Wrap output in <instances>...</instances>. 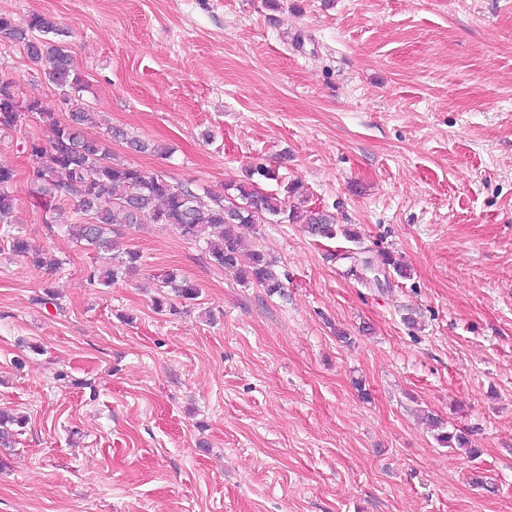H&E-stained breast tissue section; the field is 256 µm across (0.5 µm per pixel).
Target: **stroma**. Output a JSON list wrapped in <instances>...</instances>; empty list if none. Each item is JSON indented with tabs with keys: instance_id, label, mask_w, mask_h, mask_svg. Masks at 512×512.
Instances as JSON below:
<instances>
[{
	"instance_id": "obj_1",
	"label": "stroma",
	"mask_w": 512,
	"mask_h": 512,
	"mask_svg": "<svg viewBox=\"0 0 512 512\" xmlns=\"http://www.w3.org/2000/svg\"><path fill=\"white\" fill-rule=\"evenodd\" d=\"M32 12L69 30L114 161L220 196L295 182L361 239L242 229L282 298L141 224L118 238L137 271L104 288L108 259L27 180L42 120L0 136L17 228L61 262L0 241V408L27 418L0 512H512V0H0ZM0 78L67 120L22 44L0 38ZM346 251L407 275L365 285ZM168 270L199 295L160 312Z\"/></svg>"
}]
</instances>
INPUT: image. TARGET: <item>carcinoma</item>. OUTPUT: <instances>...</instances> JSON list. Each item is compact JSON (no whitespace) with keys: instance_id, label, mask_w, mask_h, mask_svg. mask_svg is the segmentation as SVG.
Here are the masks:
<instances>
[{"instance_id":"cac0c4a2","label":"carcinoma","mask_w":512,"mask_h":512,"mask_svg":"<svg viewBox=\"0 0 512 512\" xmlns=\"http://www.w3.org/2000/svg\"><path fill=\"white\" fill-rule=\"evenodd\" d=\"M0 35L23 44L28 56L46 64L49 81L65 91L81 88V77L76 72L68 50L63 43L67 31L54 18L33 12L23 22L10 15L0 14ZM30 113L36 114L48 129V139H32L25 143L32 158L28 181L33 184L40 199L52 202L66 198L76 203L84 221L77 224L60 222L71 239L89 250L113 247L111 234L132 224H163L174 227L186 240L203 244L205 254L216 265L233 273L244 285H255L272 296L285 297V286L274 272L273 260L262 249L245 252L241 248L240 230L250 224L289 222L305 226L316 238L334 239L337 233L349 241L359 240L351 227H339L333 214L325 210H298L288 207V201L273 193L261 191L256 185L242 181L232 183L235 199H224L197 192L169 182L164 176L150 174L131 165L109 160L105 144L84 135L83 126L90 115L79 105L71 106L69 120L60 122L54 113L38 100L30 102ZM26 117L16 112L8 99L0 98V131L16 128ZM16 170L0 164V237L7 240L11 251L31 257L38 266L57 268L60 261L44 249L35 248L28 239L15 232V197L12 186ZM125 260L100 270L93 269L89 279L105 287L136 268L139 254L125 252ZM361 280L379 270H392L399 277H407L406 270L392 256L383 254L379 263L368 257L344 254ZM160 287L165 292L155 298L159 309L169 303L172 294L183 300L197 298L199 289L191 281L174 272L159 275ZM25 419L0 409V448H11ZM436 441L443 447H457L474 457L478 450L469 447L462 432L441 431Z\"/></svg>"}]
</instances>
